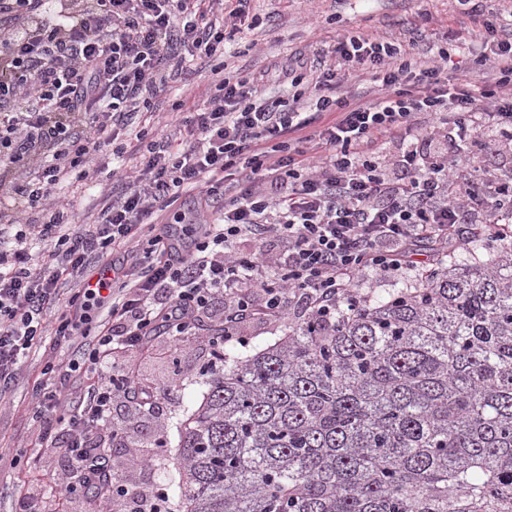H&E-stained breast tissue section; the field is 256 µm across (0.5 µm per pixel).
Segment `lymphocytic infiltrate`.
<instances>
[{
  "mask_svg": "<svg viewBox=\"0 0 512 512\" xmlns=\"http://www.w3.org/2000/svg\"><path fill=\"white\" fill-rule=\"evenodd\" d=\"M223 8L0 0V399L44 336L75 345L67 370L47 362L50 380L33 391L45 422L37 440L54 442L65 422L68 477L102 505L128 493L87 466L114 433L113 402L154 407L131 372L107 371L114 351L184 335L218 297L230 302L220 317L228 343L243 321L285 319L296 301L331 326L340 310H356L352 288L366 272L403 273L421 242L447 247L462 219L486 236L512 223V170H459L477 152L512 155V11H500L481 45L456 60L444 48L414 59L395 38H337L285 99L267 97L263 75L230 80L212 67L218 95L191 112L171 106L181 149L168 135L151 139L131 180L104 195L99 221L71 232L65 183L99 180L102 158L123 155L134 115L189 59L223 57L213 20ZM358 71L372 89L350 86ZM191 192L195 208L182 211ZM34 211L42 223L29 222ZM184 223L187 246L172 231ZM252 236L283 248L240 252ZM34 240L51 263L33 265ZM117 248L124 264L107 259ZM66 280L78 289L65 299Z\"/></svg>",
  "mask_w": 512,
  "mask_h": 512,
  "instance_id": "f902f5d3",
  "label": "lymphocytic infiltrate"
}]
</instances>
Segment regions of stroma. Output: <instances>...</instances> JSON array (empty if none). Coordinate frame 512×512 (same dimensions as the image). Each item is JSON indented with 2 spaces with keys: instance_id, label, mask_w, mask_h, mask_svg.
Segmentation results:
<instances>
[{
  "instance_id": "35a3bbf8",
  "label": "stroma",
  "mask_w": 512,
  "mask_h": 512,
  "mask_svg": "<svg viewBox=\"0 0 512 512\" xmlns=\"http://www.w3.org/2000/svg\"><path fill=\"white\" fill-rule=\"evenodd\" d=\"M242 9V21L225 43L228 78L260 72L267 96L287 95L289 84L281 68L299 55L312 62L324 44L343 35L399 34L410 38L419 31L428 44L447 46L450 53L476 46L484 32L465 14L458 0H224L225 11ZM209 69L193 75L191 82L172 77L166 92L154 100V109L134 116V132L160 134L167 112L175 101L187 107L215 95ZM433 252L421 243L414 265L399 277L366 273L356 284L357 294L369 301L415 282L431 268ZM286 321L257 318L245 324L244 341L236 354H254L281 336ZM209 323H201L178 338L155 336L140 351H118L111 355L114 370L131 368L137 382L157 391L155 416H142L125 407L112 409V423L122 436L105 453L106 464L117 480L142 490L164 486V474L180 465V441L184 425L198 409L207 390L206 370L212 360ZM73 350L55 337L30 351L10 394L0 401V512H13L19 494L39 495L47 512H93L94 500L82 493L65 492L59 482L69 465L67 449L59 445L39 447L35 439L40 424L30 412L33 386L42 380L49 357L68 362Z\"/></svg>"
}]
</instances>
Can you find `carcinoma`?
Here are the masks:
<instances>
[{"mask_svg": "<svg viewBox=\"0 0 512 512\" xmlns=\"http://www.w3.org/2000/svg\"><path fill=\"white\" fill-rule=\"evenodd\" d=\"M180 448L186 512H512V249L225 352Z\"/></svg>", "mask_w": 512, "mask_h": 512, "instance_id": "obj_1", "label": "carcinoma"}]
</instances>
